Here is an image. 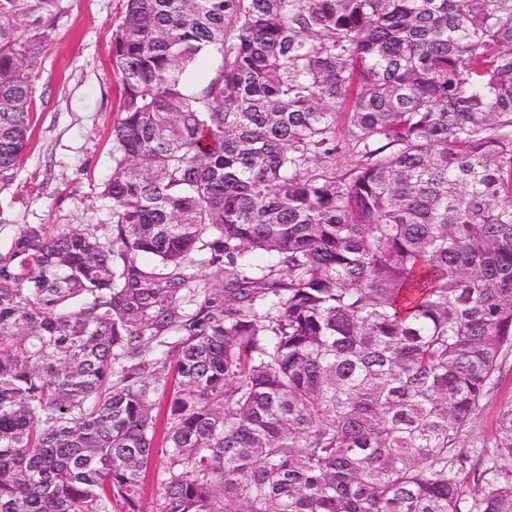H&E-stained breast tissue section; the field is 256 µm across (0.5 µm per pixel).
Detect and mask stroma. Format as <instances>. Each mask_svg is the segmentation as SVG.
Masks as SVG:
<instances>
[{
	"mask_svg": "<svg viewBox=\"0 0 512 512\" xmlns=\"http://www.w3.org/2000/svg\"><path fill=\"white\" fill-rule=\"evenodd\" d=\"M122 0H64L36 70L29 146L12 185L0 190V247L28 224L55 230L111 224L100 187L112 174L118 103L112 47ZM512 404V368L503 369L465 429V447L492 446Z\"/></svg>",
	"mask_w": 512,
	"mask_h": 512,
	"instance_id": "1",
	"label": "stroma"
}]
</instances>
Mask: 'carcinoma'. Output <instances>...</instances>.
Wrapping results in <instances>:
<instances>
[{
	"instance_id": "cac0c4a2",
	"label": "carcinoma",
	"mask_w": 512,
	"mask_h": 512,
	"mask_svg": "<svg viewBox=\"0 0 512 512\" xmlns=\"http://www.w3.org/2000/svg\"><path fill=\"white\" fill-rule=\"evenodd\" d=\"M62 2L0 0V190ZM112 72L111 232L0 250V512H145L155 461V512H512V405L461 443L512 355V0H125Z\"/></svg>"
}]
</instances>
